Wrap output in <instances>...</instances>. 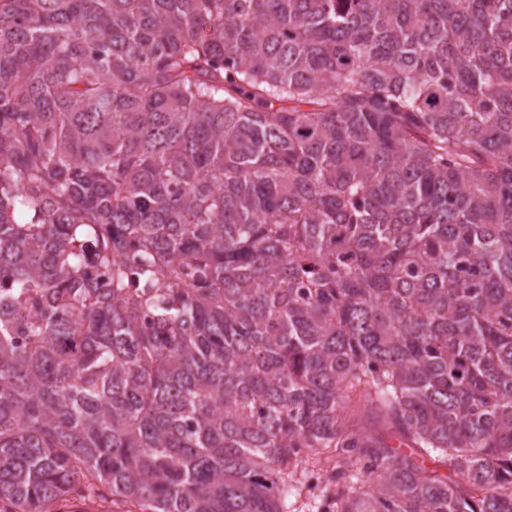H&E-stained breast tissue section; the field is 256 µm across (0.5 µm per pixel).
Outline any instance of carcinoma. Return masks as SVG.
<instances>
[{
    "label": "carcinoma",
    "instance_id": "obj_1",
    "mask_svg": "<svg viewBox=\"0 0 512 512\" xmlns=\"http://www.w3.org/2000/svg\"><path fill=\"white\" fill-rule=\"evenodd\" d=\"M330 448L326 512H512V0H0V512Z\"/></svg>",
    "mask_w": 512,
    "mask_h": 512
}]
</instances>
